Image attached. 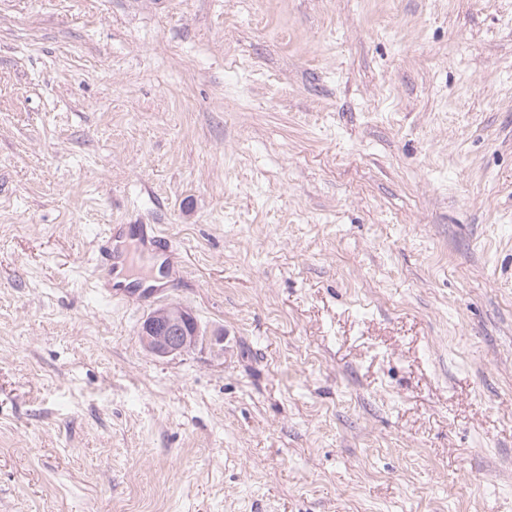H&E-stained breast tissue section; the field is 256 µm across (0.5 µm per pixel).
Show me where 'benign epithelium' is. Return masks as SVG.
<instances>
[{"instance_id": "1", "label": "benign epithelium", "mask_w": 512, "mask_h": 512, "mask_svg": "<svg viewBox=\"0 0 512 512\" xmlns=\"http://www.w3.org/2000/svg\"><path fill=\"white\" fill-rule=\"evenodd\" d=\"M139 336L144 347L160 358L186 353L201 340L196 317L178 304L163 305L150 312L141 324Z\"/></svg>"}]
</instances>
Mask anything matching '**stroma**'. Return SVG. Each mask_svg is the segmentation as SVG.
Returning <instances> with one entry per match:
<instances>
[{
    "label": "stroma",
    "mask_w": 512,
    "mask_h": 512,
    "mask_svg": "<svg viewBox=\"0 0 512 512\" xmlns=\"http://www.w3.org/2000/svg\"><path fill=\"white\" fill-rule=\"evenodd\" d=\"M0 512H512V0H0ZM135 233L144 247L150 249L156 244L162 245L167 253L177 251L174 241L163 235L155 224H111L104 232L98 244L97 271L109 282L116 298L125 299L129 294L126 285L119 281L132 266V257L123 252L116 244L125 232ZM199 330L192 311L178 304H167L144 318L139 336L147 350L166 358L194 349L202 338Z\"/></svg>",
    "instance_id": "1"
}]
</instances>
